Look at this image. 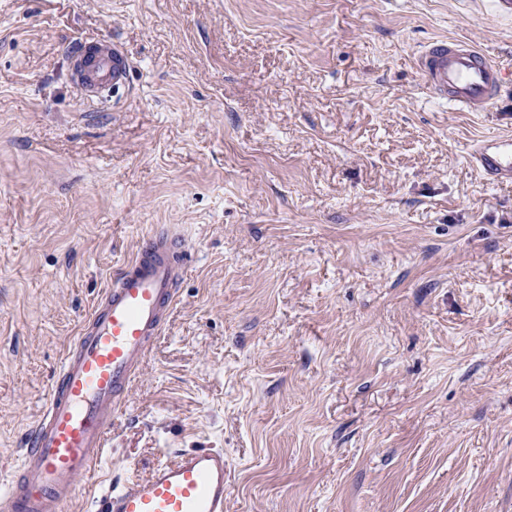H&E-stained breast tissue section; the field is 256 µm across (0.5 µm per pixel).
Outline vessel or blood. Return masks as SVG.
I'll return each instance as SVG.
<instances>
[{"instance_id": "1", "label": "vessel or blood", "mask_w": 512, "mask_h": 512, "mask_svg": "<svg viewBox=\"0 0 512 512\" xmlns=\"http://www.w3.org/2000/svg\"><path fill=\"white\" fill-rule=\"evenodd\" d=\"M82 97L105 102L128 67L117 44L71 51ZM415 68L430 93L460 110H478L497 98L504 77L475 45L433 40ZM491 181H512V135L480 141L472 152ZM190 251L176 226H152L134 256L112 276L66 346L42 412L26 432L9 472L11 489L0 512H67L81 477L107 451L115 414L172 310ZM224 451L199 448L158 462L148 477L113 476L94 494L97 512H224Z\"/></svg>"}]
</instances>
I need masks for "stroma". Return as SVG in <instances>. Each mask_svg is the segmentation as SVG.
Masks as SVG:
<instances>
[{
  "instance_id": "35a3bbf8",
  "label": "stroma",
  "mask_w": 512,
  "mask_h": 512,
  "mask_svg": "<svg viewBox=\"0 0 512 512\" xmlns=\"http://www.w3.org/2000/svg\"><path fill=\"white\" fill-rule=\"evenodd\" d=\"M492 0H0V470L149 226L190 265L73 512L116 468L220 448L226 512H512V183L497 104L432 98L415 55ZM132 64L83 100L72 41ZM480 171L491 181H512V135L480 141L472 152Z\"/></svg>"
}]
</instances>
